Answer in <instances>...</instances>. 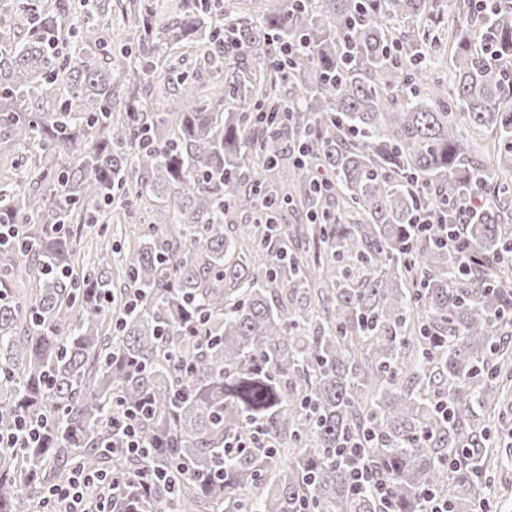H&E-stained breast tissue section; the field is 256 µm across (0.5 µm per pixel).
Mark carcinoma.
<instances>
[{
  "label": "carcinoma",
  "instance_id": "obj_1",
  "mask_svg": "<svg viewBox=\"0 0 512 512\" xmlns=\"http://www.w3.org/2000/svg\"><path fill=\"white\" fill-rule=\"evenodd\" d=\"M162 2L123 5L116 59L106 0H0L26 29L0 31V152L39 184L0 185V435L40 431L0 447V512L78 467L131 475L114 512H382L353 444L395 512H473L512 381V3L452 0L444 44L433 0ZM198 51L222 91L181 69ZM114 206L148 223L93 259ZM143 404L146 456L112 451ZM117 3L118 1L112 0V54L116 57L121 55L124 48L131 47L134 51L137 39L134 30L118 18ZM343 456L354 472L353 486L358 489L368 485L383 504V512H395L394 499L389 484L382 478L370 475L363 454L359 448H345ZM368 469V470H367Z\"/></svg>",
  "mask_w": 512,
  "mask_h": 512
}]
</instances>
